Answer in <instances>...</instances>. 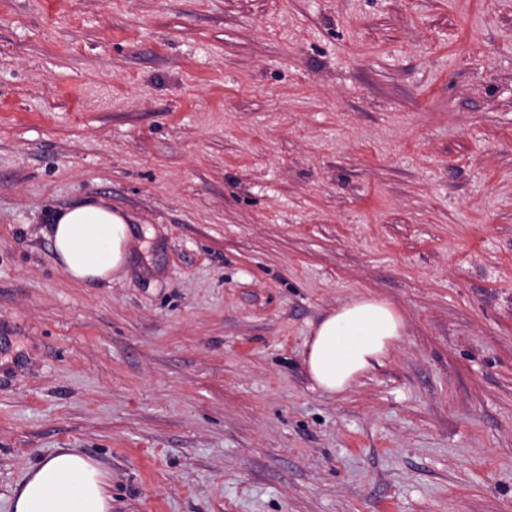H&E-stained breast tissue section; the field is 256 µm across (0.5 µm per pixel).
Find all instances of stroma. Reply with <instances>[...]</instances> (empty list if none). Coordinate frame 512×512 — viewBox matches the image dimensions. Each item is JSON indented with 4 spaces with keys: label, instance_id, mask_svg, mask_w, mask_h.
<instances>
[{
    "label": "stroma",
    "instance_id": "1",
    "mask_svg": "<svg viewBox=\"0 0 512 512\" xmlns=\"http://www.w3.org/2000/svg\"><path fill=\"white\" fill-rule=\"evenodd\" d=\"M361 294L405 332L323 394ZM60 448L112 512H512V0H0V512ZM49 224L57 261L77 284L118 277L135 243L131 224L104 199L58 210ZM405 331L390 302L360 295L326 312L306 342L305 365L314 388L341 395L380 365Z\"/></svg>",
    "mask_w": 512,
    "mask_h": 512
}]
</instances>
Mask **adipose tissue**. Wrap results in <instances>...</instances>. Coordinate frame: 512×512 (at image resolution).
<instances>
[{"label":"adipose tissue","instance_id":"ef3b65f1","mask_svg":"<svg viewBox=\"0 0 512 512\" xmlns=\"http://www.w3.org/2000/svg\"><path fill=\"white\" fill-rule=\"evenodd\" d=\"M58 263L74 283L112 281L127 263L135 234L126 217L98 199L58 210L50 219ZM405 331L390 302L360 295L326 312L306 343L314 387L348 392L395 347ZM12 512H112L104 473L93 460L61 448L30 467L11 498Z\"/></svg>","mask_w":512,"mask_h":512}]
</instances>
